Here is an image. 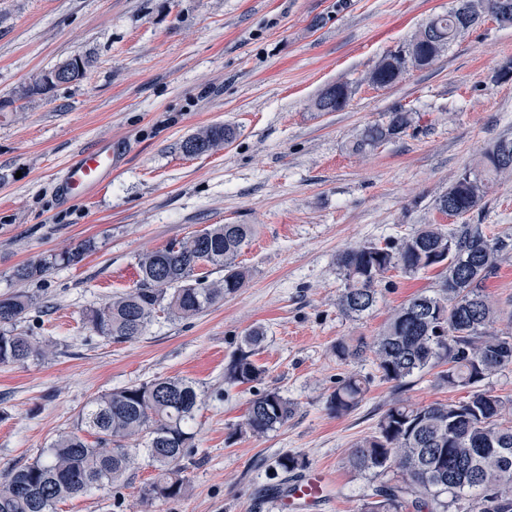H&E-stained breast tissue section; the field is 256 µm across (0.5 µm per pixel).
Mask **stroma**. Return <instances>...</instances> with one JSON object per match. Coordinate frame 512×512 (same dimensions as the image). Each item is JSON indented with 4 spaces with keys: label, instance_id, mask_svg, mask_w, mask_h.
<instances>
[{
    "label": "stroma",
    "instance_id": "stroma-1",
    "mask_svg": "<svg viewBox=\"0 0 512 512\" xmlns=\"http://www.w3.org/2000/svg\"><path fill=\"white\" fill-rule=\"evenodd\" d=\"M451 0H0V296L36 298L21 329L47 344V358L0 364V477L34 460L71 430L92 398L156 378L195 381L200 409L189 481L179 499L151 512H280L270 494L285 452L328 476L311 512H360L381 482L348 466L399 398L418 404L462 399L436 371L403 389L382 380L372 356L342 363L337 340H372L403 302L435 289L436 271L393 270L379 299L357 320L336 302V257L348 247L394 244L422 224L452 231L485 224L512 238V178L473 212L454 218L437 198L499 137L512 136V28L492 18L460 37L434 65L386 88L366 75ZM87 55L86 78L47 94L17 91L61 61ZM352 88L348 105L318 112L330 85ZM402 108L413 127L365 154L347 143L366 123ZM215 125L233 128L216 152L182 153V141ZM124 154L92 199L56 193L66 164L88 143ZM213 224H250L239 262L245 284L182 321L157 314L139 339L115 343L83 324L86 309L130 291L144 253L182 242ZM83 260L19 282L14 269L84 240ZM501 329L512 328V252L486 282ZM258 387L231 385L224 369L254 326ZM355 374L368 390L336 415L328 399ZM292 403L288 423L264 436L238 432L255 390ZM154 475L142 465L117 494L91 491L58 512H141Z\"/></svg>",
    "mask_w": 512,
    "mask_h": 512
}]
</instances>
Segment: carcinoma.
I'll use <instances>...</instances> for the list:
<instances>
[{"mask_svg": "<svg viewBox=\"0 0 512 512\" xmlns=\"http://www.w3.org/2000/svg\"><path fill=\"white\" fill-rule=\"evenodd\" d=\"M486 13L500 26H512L511 12L501 13L500 0H485ZM455 8L438 17L432 37L415 51L414 68L432 65L462 35ZM374 83L389 87L403 72L393 52ZM352 90L337 83L314 101L318 112L346 107ZM413 113L396 109L386 120L364 125L349 142L363 153L405 134ZM235 135L229 126H215L194 134L215 147ZM512 138L495 141L483 153L480 165L464 169L437 201L446 214L465 215L477 208L489 189L491 176L512 175ZM254 235L252 224H214L203 237L142 255L136 288L108 299L85 312L87 328L114 343L139 339L159 311L188 320L224 301L243 287L246 271L238 257ZM95 248L85 240L70 249L49 253L19 265L18 281L43 276L57 266L74 265ZM512 250V239L493 235L486 224H459L448 233L437 224H422L397 245L364 244L336 257L343 281L337 299L340 311L361 318L376 305L378 286L391 270L406 275L435 269L439 289L420 293L398 307L372 345L359 339L336 341V360H359L373 352L381 378L400 389L407 379L440 365L448 369L438 378L455 390H466L459 401L409 404L394 401L380 417L373 435L351 449L349 468L358 474L396 472L392 483L376 486L361 512H449L466 493L479 492L476 512H512V400L506 401L481 383L512 366V332L497 327L495 307L485 293V282L495 273L502 254ZM205 267L224 271L209 282ZM35 298L15 292L0 296V364H24L45 358L49 350L19 329ZM265 340L258 326L239 342L224 370L229 384L259 381L263 369L253 356ZM367 391L366 380L348 375L338 381L328 400L338 415L355 409ZM196 383L185 378H156L103 394L79 412L76 427L60 434L35 461L13 467L0 481V512H57L59 503L90 489L108 492L121 486L145 459L156 471L141 490V503L180 498L187 481L183 461L195 448L193 422L199 409ZM292 404L275 390L255 394L238 429L261 436L283 426ZM94 436L88 442L85 434ZM283 474L307 467L304 458L284 454L277 460Z\"/></svg>", "mask_w": 512, "mask_h": 512, "instance_id": "1", "label": "carcinoma"}]
</instances>
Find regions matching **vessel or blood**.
Returning <instances> with one entry per match:
<instances>
[{
  "mask_svg": "<svg viewBox=\"0 0 512 512\" xmlns=\"http://www.w3.org/2000/svg\"><path fill=\"white\" fill-rule=\"evenodd\" d=\"M115 164L111 143L101 142L81 150L65 167L60 182L64 198L88 199L93 197L112 177ZM326 488V477L322 471L309 470L298 482L286 486L277 497L283 508L314 502L320 499Z\"/></svg>",
  "mask_w": 512,
  "mask_h": 512,
  "instance_id": "1",
  "label": "vessel or blood"
}]
</instances>
